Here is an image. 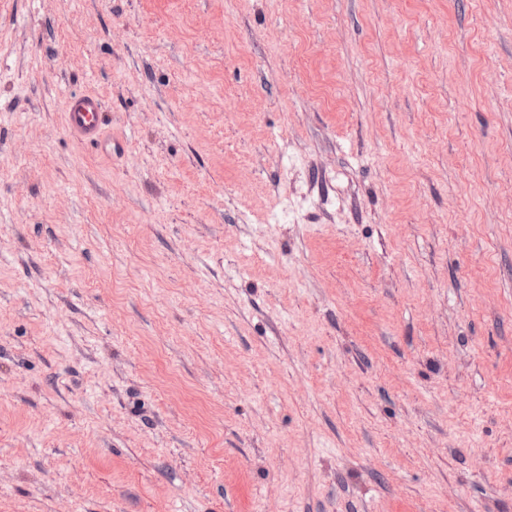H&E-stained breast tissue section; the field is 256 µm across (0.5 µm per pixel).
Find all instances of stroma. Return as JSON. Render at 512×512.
Instances as JSON below:
<instances>
[{
    "mask_svg": "<svg viewBox=\"0 0 512 512\" xmlns=\"http://www.w3.org/2000/svg\"><path fill=\"white\" fill-rule=\"evenodd\" d=\"M0 512H512V0H0ZM68 130L82 142L100 146L103 151L112 147V139L104 134L105 114L102 100L93 94L69 96L66 108Z\"/></svg>",
    "mask_w": 512,
    "mask_h": 512,
    "instance_id": "stroma-1",
    "label": "stroma"
}]
</instances>
